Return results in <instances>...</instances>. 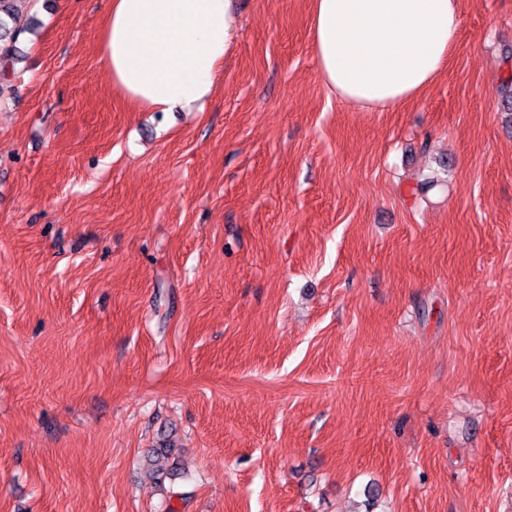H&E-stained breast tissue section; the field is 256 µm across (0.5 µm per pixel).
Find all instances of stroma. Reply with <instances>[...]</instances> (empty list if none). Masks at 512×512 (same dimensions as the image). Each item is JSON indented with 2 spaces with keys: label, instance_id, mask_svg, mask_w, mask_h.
Instances as JSON below:
<instances>
[{
  "label": "stroma",
  "instance_id": "35a3bbf8",
  "mask_svg": "<svg viewBox=\"0 0 512 512\" xmlns=\"http://www.w3.org/2000/svg\"><path fill=\"white\" fill-rule=\"evenodd\" d=\"M236 7L214 100L160 113L113 88L103 0H23L0 512H512V0H459L385 111L327 95L311 0Z\"/></svg>",
  "mask_w": 512,
  "mask_h": 512
}]
</instances>
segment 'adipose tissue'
<instances>
[{
  "label": "adipose tissue",
  "instance_id": "adipose-tissue-1",
  "mask_svg": "<svg viewBox=\"0 0 512 512\" xmlns=\"http://www.w3.org/2000/svg\"><path fill=\"white\" fill-rule=\"evenodd\" d=\"M322 83L391 109L434 83L461 28L458 0H312ZM238 27L234 0H107L101 59L134 111L193 112L214 94Z\"/></svg>",
  "mask_w": 512,
  "mask_h": 512
}]
</instances>
